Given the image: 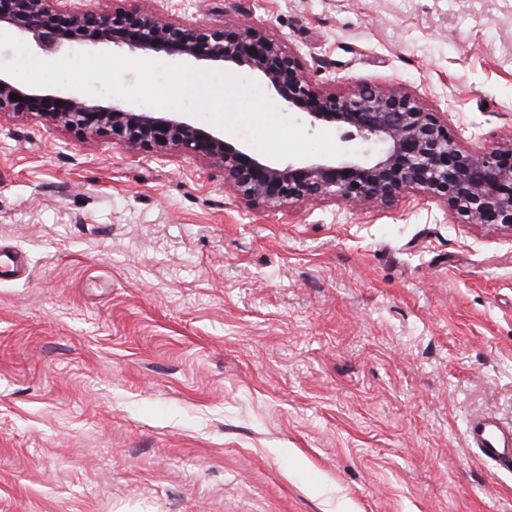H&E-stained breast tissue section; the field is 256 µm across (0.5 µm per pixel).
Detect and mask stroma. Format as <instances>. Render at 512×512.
Wrapping results in <instances>:
<instances>
[{"instance_id":"1","label":"stroma","mask_w":512,"mask_h":512,"mask_svg":"<svg viewBox=\"0 0 512 512\" xmlns=\"http://www.w3.org/2000/svg\"><path fill=\"white\" fill-rule=\"evenodd\" d=\"M247 23L314 85L512 141V0H82ZM0 512H512V232L409 193L271 211L222 170L0 116ZM470 447L485 461L512 471V425L500 423L489 415L470 418L466 428Z\"/></svg>"}]
</instances>
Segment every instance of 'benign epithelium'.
<instances>
[{
    "mask_svg": "<svg viewBox=\"0 0 512 512\" xmlns=\"http://www.w3.org/2000/svg\"><path fill=\"white\" fill-rule=\"evenodd\" d=\"M0 31L30 35L56 59L76 44H102L163 51L178 62L246 67L264 79L284 110L312 127L333 125L345 140L359 137L370 147L337 160L274 162L177 112H144L121 101L104 106L75 93L24 87L6 73H0V115L37 114L79 133H109L130 148L205 158L222 168L224 185L239 199L270 210L317 199L388 206L419 190L444 201L467 224L512 231V144L466 150L416 95L394 87L362 85L342 94L321 89L259 27L171 21L136 7L92 13L78 0H0ZM12 94L19 99H10Z\"/></svg>",
    "mask_w": 512,
    "mask_h": 512,
    "instance_id": "benign-epithelium-1",
    "label": "benign epithelium"
}]
</instances>
